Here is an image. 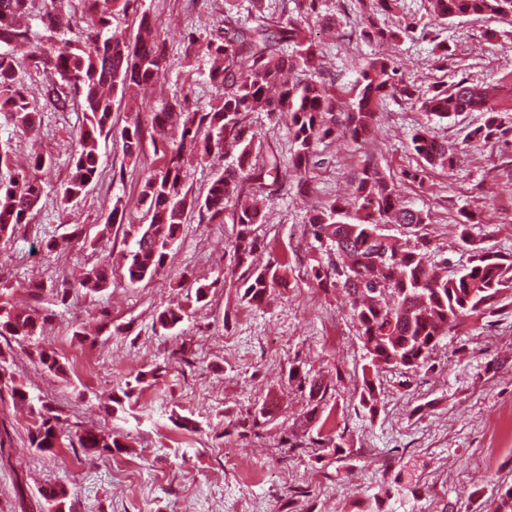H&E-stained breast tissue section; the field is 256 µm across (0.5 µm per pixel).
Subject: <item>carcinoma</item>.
Instances as JSON below:
<instances>
[{"label": "carcinoma", "instance_id": "carcinoma-1", "mask_svg": "<svg viewBox=\"0 0 512 512\" xmlns=\"http://www.w3.org/2000/svg\"><path fill=\"white\" fill-rule=\"evenodd\" d=\"M295 10L288 11V2ZM87 8V26L72 39L68 33L77 24L72 0H0V118L22 132L35 135L41 119L37 106L28 99L19 72L24 69L51 70L57 80L46 86L56 108L69 107L74 92L85 115L78 148L71 160L70 178L62 188V201L78 199L99 175V139L112 130V96L125 95L135 87L158 81L163 76V51L153 34L152 20L142 13L139 31L132 43L105 33L114 12H127L136 0H79ZM322 0H283L278 17H255L249 26L224 9L223 24L204 39L188 37L187 51H201L215 60L208 78L219 89L220 101L210 110H189L186 99L174 97L152 112L151 125L172 138L163 163L148 170L141 185L140 204L148 223L139 226L134 248L125 255L122 275L131 285L158 275L166 266L171 246L178 239L187 208H197L209 221L224 223V213L233 207L236 232L229 244L234 262L243 268L239 277L240 300L261 305L267 293L287 286L288 269L281 263L256 264L261 243L258 226L266 223L265 206L279 193V153L271 150L262 162L253 161L256 132L250 122L254 112H274L288 121L293 143L289 169L298 186L309 188L310 160L316 146L337 133L357 140L375 125L376 109L387 97L421 101V110L441 120L464 112H481L483 125L474 134L489 140L512 130L499 118V89L475 84L466 78L446 85L434 83L422 96L417 88L395 79L393 61L383 57L370 60L360 71L353 87L338 91L333 82L317 75L323 55L321 45L303 35V19L320 15ZM487 20L512 18V0H430L429 18L421 22L403 20L394 29L377 25L365 17L360 38L368 43L398 42L402 37L464 17ZM36 19L43 33L23 19ZM18 46L28 47L23 58L14 55ZM122 152L132 160L140 158L143 132L135 123L122 129ZM413 150L427 164L451 165L456 147L439 140L422 126L411 138ZM230 145L236 156L217 174L202 197L189 195L182 181L184 157L202 159ZM12 147L0 141V239L10 238L16 227L31 222L45 193L35 173L53 164L51 156L31 158V172L11 167ZM355 212L349 203L336 200L309 218L310 232L317 242H326L335 259L312 266L313 279L321 288L342 285L351 306L358 339L368 364L357 388L359 403L375 413L381 390V374L392 369L416 373L429 371L433 354L450 331L471 319L494 315L502 294L512 290V260L486 247L473 248L469 266L441 276L430 249V240L403 248L385 224L417 228L429 217L400 200L378 171L363 170L352 191ZM112 264L101 260L85 273L80 286L96 293L112 284ZM186 310L166 308L157 315L165 331L183 322ZM44 324L35 309L21 310L0 303V337L15 342L40 335ZM40 364L53 374L64 373L53 351L39 354ZM288 381L306 399L305 412L295 430L282 441L286 448L303 447L312 435L330 445L336 455L352 454L347 444L323 434L326 420L319 407L327 400L331 385L320 376L301 373L300 363L288 368ZM7 389L13 405L25 407L37 416L29 436L30 446L47 451L61 438L58 416L34 399L14 376L0 372V390ZM86 452L110 454L126 444L112 434L86 429L78 436ZM43 512H66L70 498L64 486L39 490ZM493 512H512V485L498 487Z\"/></svg>", "mask_w": 512, "mask_h": 512}]
</instances>
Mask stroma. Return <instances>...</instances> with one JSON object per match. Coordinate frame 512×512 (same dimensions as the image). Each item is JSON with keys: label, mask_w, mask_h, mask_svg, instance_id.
<instances>
[{"label": "stroma", "mask_w": 512, "mask_h": 512, "mask_svg": "<svg viewBox=\"0 0 512 512\" xmlns=\"http://www.w3.org/2000/svg\"><path fill=\"white\" fill-rule=\"evenodd\" d=\"M149 14L164 46L163 76L134 100L116 101L112 132L100 142L97 181L77 201L62 202L70 157L84 122L79 102L57 110L44 96L46 78L35 71L21 80L41 110L38 136L10 135L18 162L35 152L50 154L43 170L45 194L31 223L0 240V301L30 303V280L43 281L41 306L49 318L44 333L17 345L0 337V365L31 396L58 414L66 434L103 430L125 442L123 452L87 455L61 443L53 451L31 448L35 418L0 400V424L11 443L0 449V512H39V490L65 485L71 512H365L379 499L381 512H489L499 485L512 484V295L498 315L460 326L444 340L435 366L426 372L383 373L378 411L369 414L356 395L366 364L350 306L341 289L313 283L311 266L325 250L308 231L312 210L349 197L365 167L376 168L407 205L430 217L421 233L386 225L401 241L430 239L435 258L460 271L471 245L493 248L512 259V134L484 140L474 130L479 112L454 121L426 116L418 104L386 98L374 131L363 141L339 137L320 144L311 172L312 189L301 194L289 170L259 228L262 261L288 267V284L272 289L258 307L240 301L228 245L231 221L211 224L188 210L164 272L137 285L122 274L134 246L133 228L143 221L138 203L148 167L166 148L147 127L143 105L161 106L173 97L189 108L216 105L218 91L207 78L205 55L186 51L189 33L206 35L224 18V0H135L114 16L110 30L135 37L141 14ZM330 25L304 28L323 48L324 74L337 87L355 83L376 55L391 58L400 77L419 89L468 78L502 89L500 117L512 127V26L464 18L433 27L425 38L375 44L360 39L362 10L351 0H323ZM454 54L440 60L438 42ZM145 123L140 161L124 158L120 133ZM263 149L290 158L293 150L283 119L253 113ZM458 149L452 168L431 167L411 148L421 125ZM124 212L107 224L112 208ZM471 211L469 243L457 225ZM80 239H73L74 227ZM109 259V288H78L81 271ZM71 291L66 304L53 294ZM211 285L207 302L195 303L199 284ZM182 305L189 316L174 332L159 328L165 307ZM55 351L67 373L55 376L39 362ZM301 361L310 374L332 378L336 397L324 414L332 433L345 436L350 457L318 458L311 448L280 442L304 408L301 392L288 382V367ZM140 373L149 380L136 403L113 409L112 399ZM270 418L252 426L255 412Z\"/></svg>", "instance_id": "obj_1"}]
</instances>
